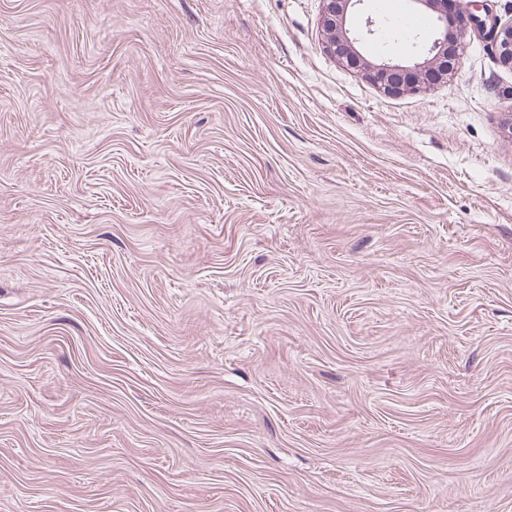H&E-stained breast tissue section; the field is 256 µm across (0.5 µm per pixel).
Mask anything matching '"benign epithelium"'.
<instances>
[{
    "mask_svg": "<svg viewBox=\"0 0 512 512\" xmlns=\"http://www.w3.org/2000/svg\"><path fill=\"white\" fill-rule=\"evenodd\" d=\"M363 3L364 0H323L322 26L329 34L326 51L339 55L387 94L415 92L420 88V79L438 73L446 76L456 69L468 28L490 38L501 62L512 67V22L502 24L487 14L483 0H469L471 9L466 14L459 10L457 0H410L414 12L432 17L436 23V37L426 50V58L413 64L388 59L373 62L358 45L385 24L370 16L359 18Z\"/></svg>",
    "mask_w": 512,
    "mask_h": 512,
    "instance_id": "7a95c632",
    "label": "benign epithelium"
}]
</instances>
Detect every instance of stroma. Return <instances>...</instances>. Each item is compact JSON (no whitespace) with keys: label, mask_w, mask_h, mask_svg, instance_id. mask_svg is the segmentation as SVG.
Instances as JSON below:
<instances>
[{"label":"stroma","mask_w":512,"mask_h":512,"mask_svg":"<svg viewBox=\"0 0 512 512\" xmlns=\"http://www.w3.org/2000/svg\"><path fill=\"white\" fill-rule=\"evenodd\" d=\"M322 6L0 0V512H512V68ZM322 26L329 34L326 51L338 54L343 62L363 72L364 76L387 94L415 92L420 79L433 74L447 76L461 61L462 40L467 28L476 29L492 40L501 62L512 67V22L502 24L486 12L484 0H470L466 15L457 0H410L413 11L431 16L437 28L436 37L426 50L423 62L394 63L388 59L373 62L357 47L367 36H373L382 22L366 16L359 19V6L364 0H322ZM484 13V15L482 14ZM489 22V26H488Z\"/></svg>","instance_id":"1"}]
</instances>
